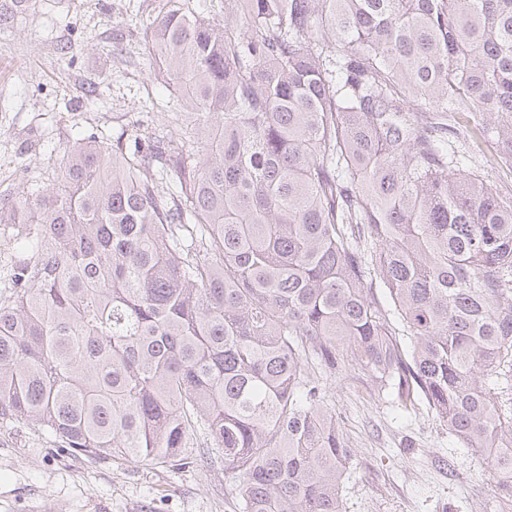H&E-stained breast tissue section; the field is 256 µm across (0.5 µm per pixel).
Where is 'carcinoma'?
<instances>
[{"label": "carcinoma", "instance_id": "cac0c4a2", "mask_svg": "<svg viewBox=\"0 0 512 512\" xmlns=\"http://www.w3.org/2000/svg\"><path fill=\"white\" fill-rule=\"evenodd\" d=\"M150 39L184 127L68 143L0 205L30 251L0 425L172 467L202 433L240 512H343L353 449L302 357L350 353L512 497V195L448 138L474 113L512 169V0H167Z\"/></svg>", "mask_w": 512, "mask_h": 512}]
</instances>
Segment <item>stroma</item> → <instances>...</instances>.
Masks as SVG:
<instances>
[{
    "label": "stroma",
    "instance_id": "1",
    "mask_svg": "<svg viewBox=\"0 0 512 512\" xmlns=\"http://www.w3.org/2000/svg\"><path fill=\"white\" fill-rule=\"evenodd\" d=\"M155 0H28L0 31V202L46 185L68 142L174 123L146 30ZM327 402L354 456L344 512H489L500 488L425 404L373 392L358 362L330 373ZM0 512H239L224 465L175 469L58 448L27 424L0 428Z\"/></svg>",
    "mask_w": 512,
    "mask_h": 512
}]
</instances>
